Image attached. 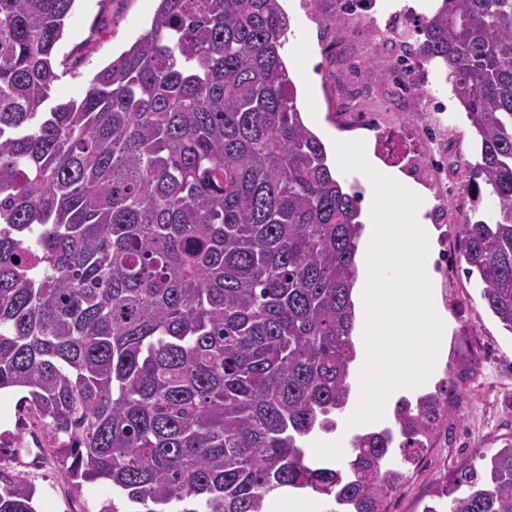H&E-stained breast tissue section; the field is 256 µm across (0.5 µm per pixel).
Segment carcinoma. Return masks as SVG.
I'll use <instances>...</instances> for the list:
<instances>
[{
    "label": "carcinoma",
    "instance_id": "obj_1",
    "mask_svg": "<svg viewBox=\"0 0 512 512\" xmlns=\"http://www.w3.org/2000/svg\"><path fill=\"white\" fill-rule=\"evenodd\" d=\"M76 0H0V390L70 478L141 512H386L406 463L448 431L451 378L340 461L304 444L350 403L363 232L297 107L280 0H158L150 29L84 95L44 107ZM394 67L437 64L480 141L495 208L458 225L481 299L512 333V0H442ZM425 512H512V442ZM0 471V512H36ZM451 498L448 506L442 499Z\"/></svg>",
    "mask_w": 512,
    "mask_h": 512
}]
</instances>
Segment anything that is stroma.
Wrapping results in <instances>:
<instances>
[{
    "mask_svg": "<svg viewBox=\"0 0 512 512\" xmlns=\"http://www.w3.org/2000/svg\"><path fill=\"white\" fill-rule=\"evenodd\" d=\"M281 5L290 23L283 52L304 123L330 150L339 140L365 141L378 170L407 176L426 206L446 216L445 222L431 223V243L450 246L455 274L436 290L447 329L439 367L423 388L432 390L439 379L452 376L461 391L448 415L447 434L422 449L407 483L387 503L388 512H422L432 491L473 465L479 450L512 440V333L486 309L477 276L467 275L455 249L457 218L472 206L465 186L476 135L440 68L429 66L419 89L399 87L385 46L402 44L404 14L387 11L347 23L339 32L328 23L338 0H281ZM156 7L157 0H77L55 49L61 77L51 104L81 97L94 75L149 29ZM421 157L431 165L425 178L411 171ZM25 394L22 388L0 391L1 459L26 443L16 429ZM66 467L61 455L31 474L36 512H100L114 500L121 512H135L134 504L117 500L105 482L66 481L61 476Z\"/></svg>",
    "mask_w": 512,
    "mask_h": 512,
    "instance_id": "1",
    "label": "stroma"
}]
</instances>
